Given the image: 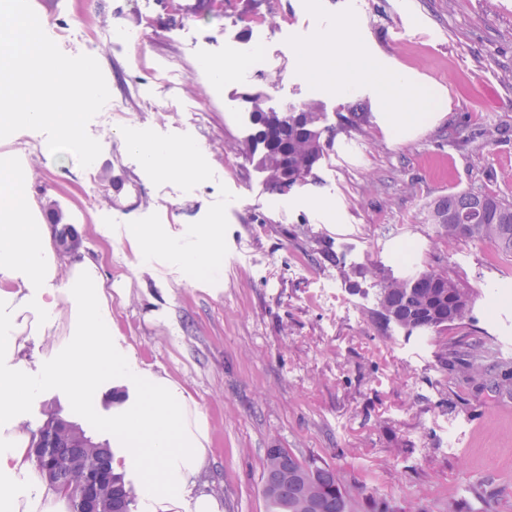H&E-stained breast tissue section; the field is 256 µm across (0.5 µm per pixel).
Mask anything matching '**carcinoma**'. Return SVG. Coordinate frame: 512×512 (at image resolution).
Instances as JSON below:
<instances>
[{"instance_id":"carcinoma-1","label":"carcinoma","mask_w":512,"mask_h":512,"mask_svg":"<svg viewBox=\"0 0 512 512\" xmlns=\"http://www.w3.org/2000/svg\"><path fill=\"white\" fill-rule=\"evenodd\" d=\"M257 125L255 143L261 151H249V158L275 181L283 168H288L292 182L304 178L322 153L321 133L317 129L319 113L314 102L299 107L301 117L294 112L266 111L261 96L253 101ZM430 223L436 225L438 236L450 242L485 241L500 250L512 253V203L483 193L451 194L432 207ZM380 315L408 329H438L464 322L470 313V294L442 270H424L408 279L380 276L378 293ZM491 347L475 340L467 344L463 354V372L473 379L491 373ZM73 431L52 432L47 454L54 463L36 470L51 486L68 490L74 477L66 464L71 452ZM87 464L94 468L102 463L112 464L111 448L97 444L85 448ZM113 482L127 494L112 498V512H132L137 498L134 486L124 477L112 473ZM264 496L271 512H348L349 495L328 467L303 464L284 448H269L264 463Z\"/></svg>"}]
</instances>
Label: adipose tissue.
<instances>
[{
    "label": "adipose tissue",
    "mask_w": 512,
    "mask_h": 512,
    "mask_svg": "<svg viewBox=\"0 0 512 512\" xmlns=\"http://www.w3.org/2000/svg\"><path fill=\"white\" fill-rule=\"evenodd\" d=\"M307 53L306 75L316 89L351 95L358 92L363 80H371L395 135H403L419 111L428 106L425 88L407 68L389 73L376 58L356 52L348 55L341 49L331 57L317 40ZM337 58L346 59L347 69L336 82L325 84L321 74ZM129 144L156 174L177 175L190 182L203 175L195 165L197 146L150 144L136 137L130 138ZM14 197L13 183L0 182V273L24 272L28 287L38 288L52 267L47 229L28 223L26 215L15 208ZM189 234L196 240V248L166 241L162 229L154 224L129 228V236L144 258H151L161 246L186 272L220 268L221 256L215 249L220 225L195 224ZM78 268V275L66 286L74 311L70 344L48 364L42 378H30L17 366L0 369V412L18 410L45 382L66 389L78 404L105 377L136 386L138 397L113 414L112 433L126 441L127 463L145 475L138 494L149 504V512H169L185 501L193 477L207 462L205 432L184 394L170 380L145 375L132 355L112 347V317L103 304V282L92 261L83 260Z\"/></svg>",
    "instance_id": "adipose-tissue-1"
}]
</instances>
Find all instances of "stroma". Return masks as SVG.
Returning <instances> with one entry per match:
<instances>
[{
  "instance_id": "stroma-1",
  "label": "stroma",
  "mask_w": 512,
  "mask_h": 512,
  "mask_svg": "<svg viewBox=\"0 0 512 512\" xmlns=\"http://www.w3.org/2000/svg\"><path fill=\"white\" fill-rule=\"evenodd\" d=\"M195 0H31L67 55L89 17L139 29L137 44L95 57L110 99L87 131L102 152L89 167L52 155L47 137L0 139L6 168H20L30 223L74 227L76 253L55 252L43 316L21 274L0 316L19 329L0 364L42 375L70 342L63 287L91 259L105 283L113 344L182 388L208 432L207 464L194 491L222 512H269L268 449L335 470L352 512H512V391L469 381L451 367L458 341L491 343L512 371V253L484 241L436 243L430 206L451 194L512 201V0H231L227 13L191 14ZM276 16L270 30L255 14ZM347 42L426 86L429 115L395 137L369 84L357 94L316 92L302 53L315 38ZM235 53L245 78L214 74ZM276 111L313 101L324 148L311 173L285 192L247 158L254 131L243 94ZM145 142L194 143L203 170L194 186L149 171L128 133ZM329 209H322V202ZM133 224L161 225L187 243L193 224H219L220 270L186 274L164 249L143 261ZM447 271L471 294L469 320L410 331L379 316V274ZM116 404L90 392H34L19 418L0 417V451L34 434L49 413L118 448ZM15 491L0 512H43L27 470L0 474Z\"/></svg>"
}]
</instances>
